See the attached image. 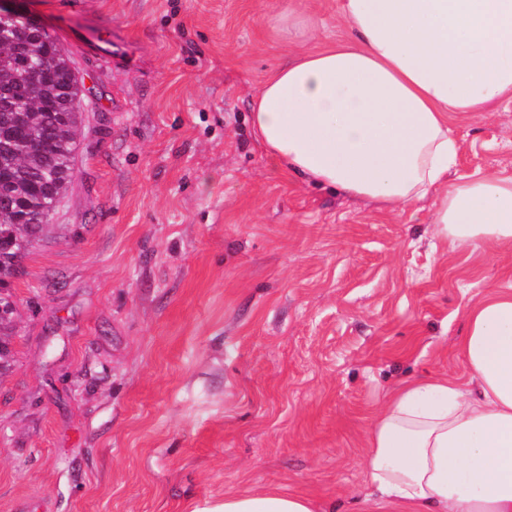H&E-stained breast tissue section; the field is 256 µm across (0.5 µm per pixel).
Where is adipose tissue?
Instances as JSON below:
<instances>
[{"instance_id":"ef3b65f1","label":"adipose tissue","mask_w":512,"mask_h":512,"mask_svg":"<svg viewBox=\"0 0 512 512\" xmlns=\"http://www.w3.org/2000/svg\"><path fill=\"white\" fill-rule=\"evenodd\" d=\"M346 38L288 54L251 122L289 173L384 212L434 196L435 237L512 244V174L449 180L458 112L512 99V0H340ZM457 375L393 390L364 437L365 512H512V289L471 300ZM199 512H328L299 492Z\"/></svg>"}]
</instances>
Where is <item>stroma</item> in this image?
I'll use <instances>...</instances> for the list:
<instances>
[{"label": "stroma", "mask_w": 512, "mask_h": 512, "mask_svg": "<svg viewBox=\"0 0 512 512\" xmlns=\"http://www.w3.org/2000/svg\"><path fill=\"white\" fill-rule=\"evenodd\" d=\"M82 97L75 173L9 292L0 512H193L297 491L351 512L389 391L456 374L465 305L512 247L451 249L289 175L251 101L288 0H24ZM111 38L131 71L86 51ZM450 178L512 173V102L458 113Z\"/></svg>", "instance_id": "stroma-1"}]
</instances>
